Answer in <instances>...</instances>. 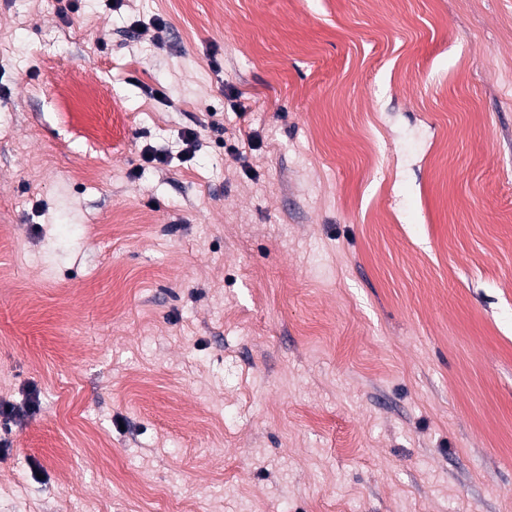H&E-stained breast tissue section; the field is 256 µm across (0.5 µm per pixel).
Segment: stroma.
<instances>
[{"label":"stroma","instance_id":"obj_1","mask_svg":"<svg viewBox=\"0 0 512 512\" xmlns=\"http://www.w3.org/2000/svg\"><path fill=\"white\" fill-rule=\"evenodd\" d=\"M1 398L0 512H512V0H0Z\"/></svg>","mask_w":512,"mask_h":512}]
</instances>
